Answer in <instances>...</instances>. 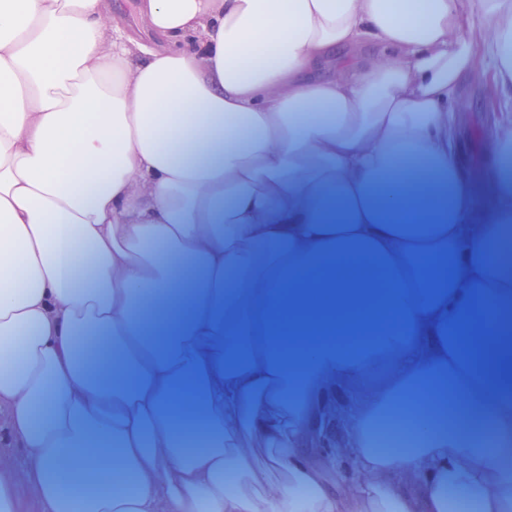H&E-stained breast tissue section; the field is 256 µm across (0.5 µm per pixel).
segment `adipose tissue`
<instances>
[{
  "label": "adipose tissue",
  "instance_id": "1",
  "mask_svg": "<svg viewBox=\"0 0 512 512\" xmlns=\"http://www.w3.org/2000/svg\"><path fill=\"white\" fill-rule=\"evenodd\" d=\"M135 11L149 40L0 0V512L22 480L43 512H512V113L479 210L448 110L512 95V0ZM447 377L497 448L424 419L378 450ZM330 386L349 491L307 445ZM330 399L335 404L336 410V445H347V436L352 421L353 404L349 395L337 389L327 391L326 400ZM0 458L10 462L18 470H22L28 463L25 448H21L18 440L8 427L7 411L0 409Z\"/></svg>",
  "mask_w": 512,
  "mask_h": 512
}]
</instances>
